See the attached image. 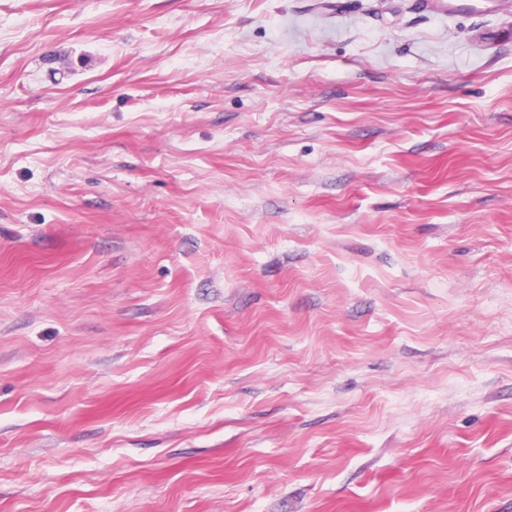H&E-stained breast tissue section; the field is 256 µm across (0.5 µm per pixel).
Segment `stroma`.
I'll return each mask as SVG.
<instances>
[{"mask_svg": "<svg viewBox=\"0 0 512 512\" xmlns=\"http://www.w3.org/2000/svg\"><path fill=\"white\" fill-rule=\"evenodd\" d=\"M0 512H512V0H0Z\"/></svg>", "mask_w": 512, "mask_h": 512, "instance_id": "obj_1", "label": "stroma"}]
</instances>
